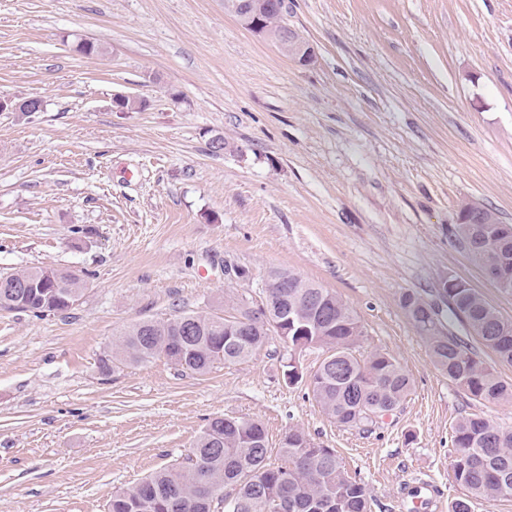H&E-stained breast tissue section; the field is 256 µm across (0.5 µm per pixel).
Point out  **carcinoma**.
<instances>
[{
    "mask_svg": "<svg viewBox=\"0 0 512 512\" xmlns=\"http://www.w3.org/2000/svg\"><path fill=\"white\" fill-rule=\"evenodd\" d=\"M478 223L456 224L453 233L480 264L489 256L512 275V224L481 205ZM288 276V346L300 351L319 349L325 357L309 379V390L325 416L340 426L370 432L379 419L401 407L412 380L390 354L356 355L365 328L335 292L286 269ZM31 281V293L16 297L13 282ZM83 283L58 269L23 270L13 278L0 274V302L19 299L20 312L36 316L45 309L64 310L82 296ZM448 312L460 320L467 335L445 333L435 309L408 292L401 307L426 340L433 364L473 400L512 401L508 382L474 350L475 339L497 360L512 366V320L506 319L478 290L465 282L441 288ZM253 309L237 303L224 316L183 311L171 318L135 322L112 342L101 358L100 371L112 372L134 364L164 359L185 373L203 375L216 364L248 360L269 342L262 325L235 345L224 333L240 326L239 318ZM452 468L464 489L451 512H471L472 500H495L512 494V432L491 420L467 416L453 427ZM280 462L270 461L264 424L250 418L213 419L198 436L187 457L165 466L128 490L112 493L107 512H143L140 500L154 503L152 512H370V496L352 478L335 450L304 431L292 428L280 448ZM232 492L224 493L225 488Z\"/></svg>",
    "mask_w": 512,
    "mask_h": 512,
    "instance_id": "1",
    "label": "carcinoma"
}]
</instances>
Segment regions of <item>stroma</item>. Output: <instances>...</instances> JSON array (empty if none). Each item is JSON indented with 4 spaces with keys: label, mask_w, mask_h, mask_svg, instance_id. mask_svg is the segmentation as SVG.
<instances>
[{
    "label": "stroma",
    "mask_w": 512,
    "mask_h": 512,
    "mask_svg": "<svg viewBox=\"0 0 512 512\" xmlns=\"http://www.w3.org/2000/svg\"><path fill=\"white\" fill-rule=\"evenodd\" d=\"M284 7L312 65L224 0H0V96L43 101L0 112V273L63 268L85 286L64 312L0 311V512H106L224 416L261 420L274 449L293 427L335 449L372 512H410L423 484L448 512L456 421L512 432V402L468 398L400 306L416 293L464 335L439 293L453 276L512 319L452 232L469 201L512 224V0ZM116 94L145 105L115 111ZM228 261L251 280L227 279ZM276 268L336 292L361 353L409 373L372 432L287 384L275 340L203 375L163 359L101 374L130 324L259 304Z\"/></svg>",
    "instance_id": "obj_1"
}]
</instances>
